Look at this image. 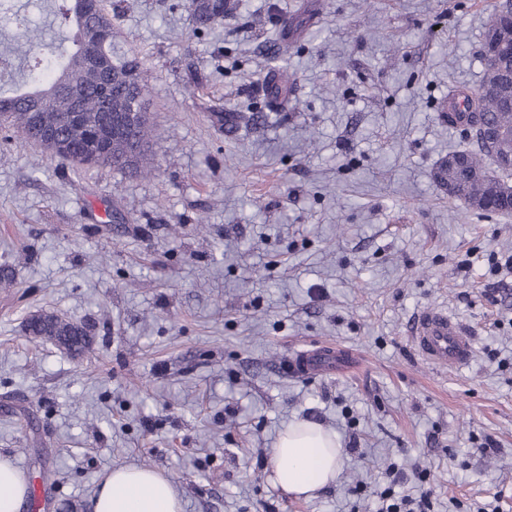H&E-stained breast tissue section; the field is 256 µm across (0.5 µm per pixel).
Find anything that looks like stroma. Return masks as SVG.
<instances>
[{
    "instance_id": "1",
    "label": "stroma",
    "mask_w": 512,
    "mask_h": 512,
    "mask_svg": "<svg viewBox=\"0 0 512 512\" xmlns=\"http://www.w3.org/2000/svg\"><path fill=\"white\" fill-rule=\"evenodd\" d=\"M495 2L239 0L197 32L181 0H108L113 55L153 76L154 175L0 131V457L56 472L40 512H91L118 466L164 474L183 512H377L393 465L427 468L433 512H512V271H490L512 216L433 179L471 143L442 112L481 83ZM283 46L295 90L273 108L257 82ZM227 107L266 122L226 135ZM431 308L472 329L466 367L415 352ZM40 312L89 327V348L26 336ZM325 343L358 366L281 373ZM304 418L343 448L309 500L270 471Z\"/></svg>"
}]
</instances>
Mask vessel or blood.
<instances>
[{
  "label": "vessel or blood",
  "instance_id": "b4317fda",
  "mask_svg": "<svg viewBox=\"0 0 512 512\" xmlns=\"http://www.w3.org/2000/svg\"><path fill=\"white\" fill-rule=\"evenodd\" d=\"M410 333L418 356L435 368L447 371L457 369L465 365L473 354L469 332L443 312L432 309L421 311ZM354 363L353 353L333 344H323L293 353L286 360L284 370L293 377H312L347 371L353 368Z\"/></svg>",
  "mask_w": 512,
  "mask_h": 512
}]
</instances>
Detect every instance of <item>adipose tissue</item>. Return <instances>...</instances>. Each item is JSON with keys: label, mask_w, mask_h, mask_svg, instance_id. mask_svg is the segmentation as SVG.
<instances>
[{"label": "adipose tissue", "mask_w": 512, "mask_h": 512, "mask_svg": "<svg viewBox=\"0 0 512 512\" xmlns=\"http://www.w3.org/2000/svg\"><path fill=\"white\" fill-rule=\"evenodd\" d=\"M342 462L341 444L319 423L299 421L280 434L271 453L275 484L287 495L311 499L335 481ZM93 512H182L167 478L148 467L110 471L92 501Z\"/></svg>", "instance_id": "adipose-tissue-1"}]
</instances>
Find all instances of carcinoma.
I'll return each instance as SVG.
<instances>
[{
    "mask_svg": "<svg viewBox=\"0 0 512 512\" xmlns=\"http://www.w3.org/2000/svg\"><path fill=\"white\" fill-rule=\"evenodd\" d=\"M17 2L0 0V20L27 30L32 20ZM61 4L68 36L53 38L45 56L28 64L30 49L22 40L0 50V76L20 69L27 79V84L8 93L0 91V126L75 167L110 166L151 173V117L122 130L113 123L132 111L137 97L148 106L151 75L135 57L112 58V17L104 0H61ZM183 7L197 29L224 19L235 9L228 0H183ZM510 31L512 19L493 9L482 38V84L470 95L461 94L467 103V124L475 128L472 146L448 154L451 166L441 163L434 173L435 180L448 187V197L470 209L499 215L512 211V197L502 192L512 172L488 167L483 158L491 157L488 130L512 125V57L506 41ZM76 92L81 96L83 121L72 126L67 118ZM259 119L261 116L248 112H230L224 123L238 129L253 126ZM44 125L56 127L58 139L45 140ZM50 326L73 337V352L89 346L77 337V324L53 313L32 316L24 331L36 338Z\"/></svg>",
    "mask_w": 512,
    "mask_h": 512,
    "instance_id": "cac0c4a2",
    "label": "carcinoma"
}]
</instances>
